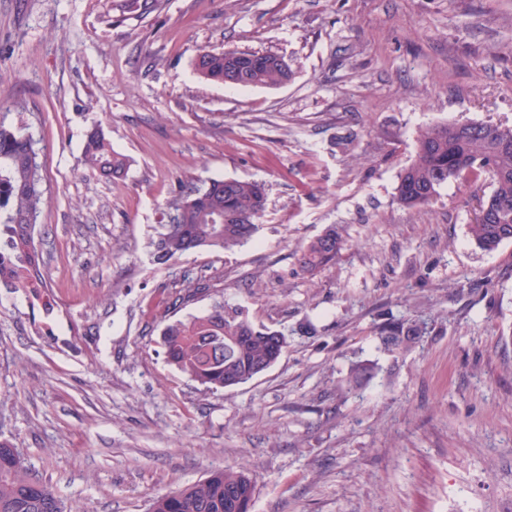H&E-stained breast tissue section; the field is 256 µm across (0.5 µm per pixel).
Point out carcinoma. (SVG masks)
<instances>
[{
  "label": "carcinoma",
  "mask_w": 512,
  "mask_h": 512,
  "mask_svg": "<svg viewBox=\"0 0 512 512\" xmlns=\"http://www.w3.org/2000/svg\"><path fill=\"white\" fill-rule=\"evenodd\" d=\"M247 69L239 77L226 67L225 54L205 51L193 63L196 74L215 84L240 88L277 86L292 77L290 66L267 55L237 50ZM84 165L118 178L127 159L112 150L99 126L85 135ZM489 175L493 189L480 204L468 230L475 244L493 251L512 241V127L492 123H440L424 130L414 161L400 174L396 199L412 208L429 202L438 189ZM46 204L33 137L22 124L0 119V286L41 298L47 287L36 247L26 241ZM167 221L158 225L153 260L168 265L200 249L231 250L253 238L266 208L264 185L238 179H210L202 186L178 183L166 203ZM345 240L334 229L311 241L299 257L300 270L312 273L333 262ZM427 334V323L401 320L381 331L384 346L404 349ZM168 364L211 390L243 384L271 367L284 353V333L255 326L243 312L215 303L207 312L176 321L163 330ZM255 484L246 472L216 469L207 477L153 499L150 512H252ZM0 512H65L43 482L30 476L22 452L0 441Z\"/></svg>",
  "instance_id": "obj_1"
}]
</instances>
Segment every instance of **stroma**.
Here are the masks:
<instances>
[{
    "label": "stroma",
    "instance_id": "35a3bbf8",
    "mask_svg": "<svg viewBox=\"0 0 512 512\" xmlns=\"http://www.w3.org/2000/svg\"><path fill=\"white\" fill-rule=\"evenodd\" d=\"M203 47L278 54L292 79L205 82ZM0 110L39 149L53 300L0 288V439L67 512H148L225 466L253 478V512H512V241L468 230L491 181L396 200L427 127L512 126V0H0ZM96 125L124 179L83 166ZM211 178L264 184L253 240L154 263L179 180ZM331 225L346 247L301 272ZM187 278L211 295L179 301ZM217 301L288 348L210 391L162 333ZM408 318L427 335L385 351Z\"/></svg>",
    "mask_w": 512,
    "mask_h": 512
}]
</instances>
